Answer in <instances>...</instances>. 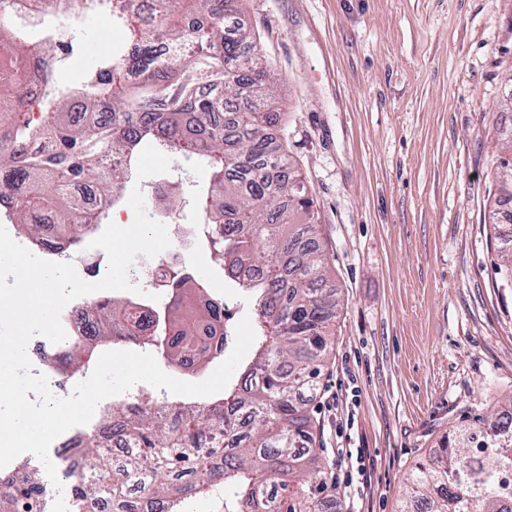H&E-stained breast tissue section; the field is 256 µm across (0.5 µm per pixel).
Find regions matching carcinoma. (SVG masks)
<instances>
[{"label":"carcinoma","mask_w":512,"mask_h":512,"mask_svg":"<svg viewBox=\"0 0 512 512\" xmlns=\"http://www.w3.org/2000/svg\"><path fill=\"white\" fill-rule=\"evenodd\" d=\"M240 0H106L123 51L87 82L62 89L53 80L52 43L15 33L0 10V63L13 69L0 94V208L33 245H45L33 214L50 211L76 243L105 223L108 209L126 199L128 174L146 139L210 170L199 198L202 223L218 229L207 240L222 269L253 302L255 341L242 367L206 401L129 397L112 404L102 434L88 432L83 471H64L74 493L94 512H183L198 495L224 490V512H329L334 500L312 448L309 398L319 389L328 337L336 319L325 255L317 245L314 202L271 127L280 117L272 64L254 33L229 23ZM90 0H52L70 18L89 14ZM45 58L49 90L26 108L25 62ZM103 119L80 122L73 109ZM273 109H268L269 105ZM489 177L512 184V127ZM118 148L126 163L110 169L100 158ZM81 183L96 197L87 206L70 194ZM501 286L512 287V236L500 242ZM162 323L152 336L135 321L138 302H97L103 329L96 340L152 349L172 365L194 370L224 350V302L194 275L177 273L168 285ZM96 344L75 340L61 364L77 372ZM112 444L122 457L102 448ZM409 496L430 495L429 512H512V412L459 429L457 442L416 468ZM45 491L0 482V512H41Z\"/></svg>","instance_id":"carcinoma-1"}]
</instances>
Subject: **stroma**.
Instances as JSON below:
<instances>
[{"label":"stroma","mask_w":512,"mask_h":512,"mask_svg":"<svg viewBox=\"0 0 512 512\" xmlns=\"http://www.w3.org/2000/svg\"><path fill=\"white\" fill-rule=\"evenodd\" d=\"M240 22L276 68L284 147L337 288L310 403L316 452L340 512H400L420 463L512 402V288L488 223L512 0H246ZM120 44L98 17L74 21L58 84L83 83ZM209 179L175 157L140 190L185 241L188 271L243 317L249 300L193 233Z\"/></svg>","instance_id":"stroma-1"}]
</instances>
